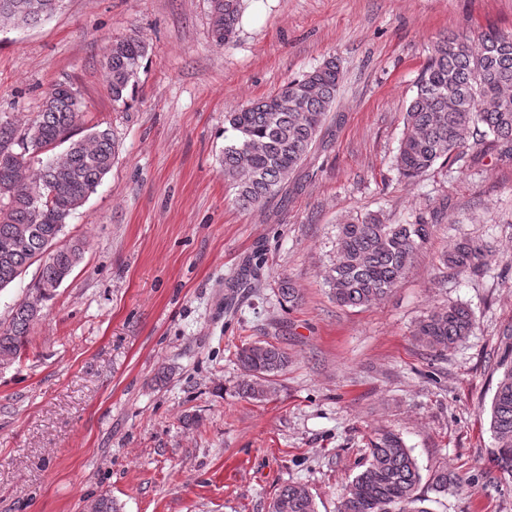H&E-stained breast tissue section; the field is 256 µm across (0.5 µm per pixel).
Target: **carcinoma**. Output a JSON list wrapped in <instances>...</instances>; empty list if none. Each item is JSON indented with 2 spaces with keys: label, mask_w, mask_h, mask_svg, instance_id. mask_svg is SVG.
Here are the masks:
<instances>
[{
  "label": "carcinoma",
  "mask_w": 512,
  "mask_h": 512,
  "mask_svg": "<svg viewBox=\"0 0 512 512\" xmlns=\"http://www.w3.org/2000/svg\"><path fill=\"white\" fill-rule=\"evenodd\" d=\"M61 0H0V25H36L53 15ZM240 0H211V32L216 45L235 31ZM147 53L137 35L112 42L106 55L108 91L115 104H127ZM341 70L335 59L288 80L262 100L225 113L232 131L224 144V179L236 203L260 207L275 197L301 165L322 132L336 102ZM85 112L74 90L63 83L44 92L42 109L19 128L0 121V289L8 287L34 263L39 276L30 292L0 323V362L21 357L31 325L83 260L85 245H58L72 214L88 200L111 171L116 143L109 129L97 125L72 139ZM491 136L501 156L512 159V31L488 30L477 39L444 36L432 46L404 115V132L395 169L415 179L436 164L460 162L464 148ZM68 143L57 153L58 145ZM432 224L423 215L410 224H387L379 214L339 226L334 259L324 270L330 295L342 306H368L386 298L428 242ZM53 255L41 264V255ZM489 247L464 239L446 256L459 273L481 274ZM470 310L453 304L430 311L417 323L414 338L435 356L470 336ZM246 376L241 392L252 398L273 391L272 377L288 367V354L268 342H254L237 352ZM493 462L512 476V362L504 365L490 413ZM421 473L411 449L389 430L376 432L362 469L346 485L337 512H429L417 494ZM458 478L435 471L438 493ZM281 512H317L311 494L296 484L275 497Z\"/></svg>",
  "instance_id": "1"
}]
</instances>
